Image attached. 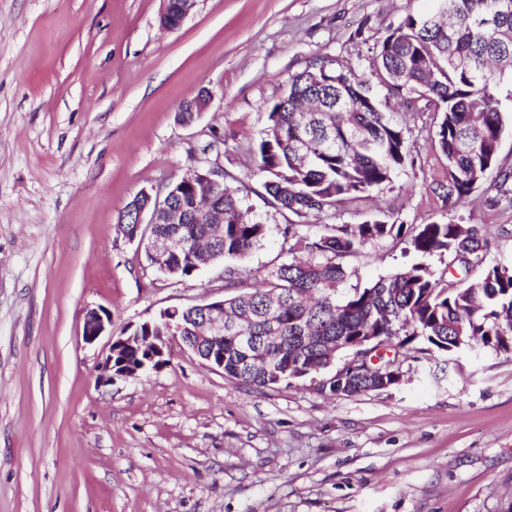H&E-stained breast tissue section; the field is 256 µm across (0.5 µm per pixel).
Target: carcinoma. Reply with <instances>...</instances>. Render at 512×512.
<instances>
[{
  "label": "carcinoma",
  "instance_id": "obj_1",
  "mask_svg": "<svg viewBox=\"0 0 512 512\" xmlns=\"http://www.w3.org/2000/svg\"><path fill=\"white\" fill-rule=\"evenodd\" d=\"M512 73V0H439L435 12L407 15L377 44L371 76L361 77L331 60L316 59L295 74L283 97L265 107L266 126L252 147L264 189L274 204L299 217L336 208L380 193L392 182L409 154L405 130L385 99L420 112L441 114L435 139L448 161L445 179L435 188L458 204L492 180L508 196L512 170L497 164L503 124L498 89ZM173 203L192 214L210 202L224 213L221 233L215 224H152L154 244L171 236L185 246L157 267L187 278L207 260L241 259L266 235L265 225L243 208L237 190L223 185L208 197L178 181ZM118 230L136 233L131 211L118 215ZM407 239L418 259L363 288L344 292L343 259L375 241ZM296 244L313 260L282 262L264 278V288L224 299L226 318L243 320L250 336H266L277 324L278 346L262 348L246 360L227 338L206 343L199 358L224 363V375L256 387H270L305 377H320L319 388L333 395L382 390L392 380L325 374L329 350L319 336L352 344L377 336L384 350L398 353L416 339L424 351L462 348L512 352V265L492 263L474 279L448 287L452 268L469 270L484 261L487 241L468 224H405L398 220L337 224L328 234L298 235ZM448 257L438 274L427 262ZM198 313H181L177 332L192 348Z\"/></svg>",
  "mask_w": 512,
  "mask_h": 512
}]
</instances>
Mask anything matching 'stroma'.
<instances>
[{"label": "stroma", "mask_w": 512, "mask_h": 512, "mask_svg": "<svg viewBox=\"0 0 512 512\" xmlns=\"http://www.w3.org/2000/svg\"><path fill=\"white\" fill-rule=\"evenodd\" d=\"M436 0H197L175 30L160 0H0V512H512V353H421L402 380L330 396L257 388L169 340V362L99 381L113 335L258 287L288 260L295 214L274 206L249 148L266 105L314 59L369 75L373 49ZM209 107L182 122L199 91ZM389 111L411 160L390 188L307 223L464 222L512 263V205L482 185L434 193L439 114ZM212 170L265 224L261 246L189 278L159 275L116 229L140 191ZM388 238L347 258L346 288L413 261ZM234 278H227V270ZM112 333L82 340L85 312Z\"/></svg>", "instance_id": "obj_1"}]
</instances>
